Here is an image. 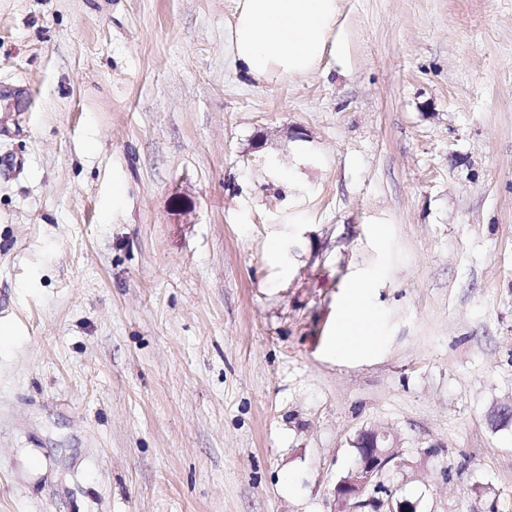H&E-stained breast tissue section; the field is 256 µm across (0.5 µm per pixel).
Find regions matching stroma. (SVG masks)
Here are the masks:
<instances>
[{
  "mask_svg": "<svg viewBox=\"0 0 512 512\" xmlns=\"http://www.w3.org/2000/svg\"><path fill=\"white\" fill-rule=\"evenodd\" d=\"M234 7L0 0V512H332L366 428L512 512V0H341L259 85ZM350 288L347 304L342 313L339 334L334 336L331 344L335 356L345 357L360 353L372 345L365 342L364 336H360L361 325L365 320L373 319L375 316V312L364 300L363 289L367 286L362 282H354Z\"/></svg>",
  "mask_w": 512,
  "mask_h": 512,
  "instance_id": "1",
  "label": "stroma"
}]
</instances>
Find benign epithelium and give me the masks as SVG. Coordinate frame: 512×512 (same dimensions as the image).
I'll list each match as a JSON object with an SVG mask.
<instances>
[{"instance_id": "benign-epithelium-1", "label": "benign epithelium", "mask_w": 512, "mask_h": 512, "mask_svg": "<svg viewBox=\"0 0 512 512\" xmlns=\"http://www.w3.org/2000/svg\"><path fill=\"white\" fill-rule=\"evenodd\" d=\"M364 450L355 459L346 476L335 487L336 512H357L368 504L376 512H407L403 503L393 501L384 484L389 466L400 455L395 441L385 433L364 429L358 434Z\"/></svg>"}]
</instances>
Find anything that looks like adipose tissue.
<instances>
[{
	"instance_id": "obj_1",
	"label": "adipose tissue",
	"mask_w": 512,
	"mask_h": 512,
	"mask_svg": "<svg viewBox=\"0 0 512 512\" xmlns=\"http://www.w3.org/2000/svg\"><path fill=\"white\" fill-rule=\"evenodd\" d=\"M340 0H237L226 32L236 71L257 83L284 81L322 69L326 57L344 60L348 46L336 30ZM363 283H353L342 313L334 355L367 350L360 334L375 313L364 300Z\"/></svg>"
}]
</instances>
